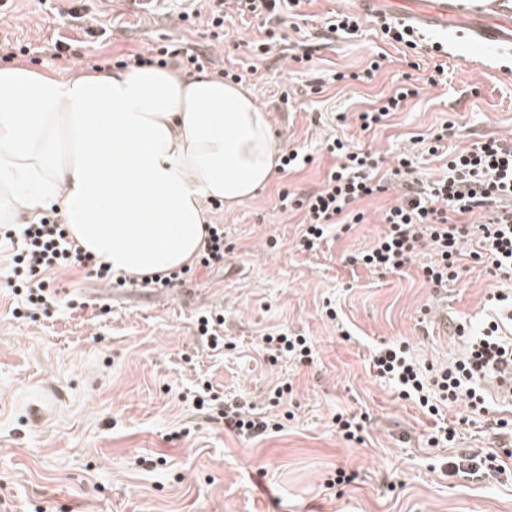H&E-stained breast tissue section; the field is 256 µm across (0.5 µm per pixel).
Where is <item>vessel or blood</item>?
Wrapping results in <instances>:
<instances>
[{
    "label": "vessel or blood",
    "mask_w": 512,
    "mask_h": 512,
    "mask_svg": "<svg viewBox=\"0 0 512 512\" xmlns=\"http://www.w3.org/2000/svg\"><path fill=\"white\" fill-rule=\"evenodd\" d=\"M357 6L367 16L389 9L407 27L435 31L460 14L462 0H357ZM466 37L499 51L512 50V0H489L473 15Z\"/></svg>",
    "instance_id": "1"
}]
</instances>
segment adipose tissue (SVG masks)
<instances>
[{
	"mask_svg": "<svg viewBox=\"0 0 512 512\" xmlns=\"http://www.w3.org/2000/svg\"><path fill=\"white\" fill-rule=\"evenodd\" d=\"M280 153L252 92L206 73L0 66V223L56 206L83 251L119 273L192 264L209 203L255 198Z\"/></svg>",
	"mask_w": 512,
	"mask_h": 512,
	"instance_id": "ef3b65f1",
	"label": "adipose tissue"
}]
</instances>
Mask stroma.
<instances>
[{"label":"stroma","instance_id":"obj_1","mask_svg":"<svg viewBox=\"0 0 512 512\" xmlns=\"http://www.w3.org/2000/svg\"><path fill=\"white\" fill-rule=\"evenodd\" d=\"M212 2L63 0L56 11L50 0H14L0 13V38L35 47L65 37L78 53L119 60L195 46L216 67L244 70L283 150L308 158L274 173L252 200L212 209L224 227L223 264L166 294L109 290L72 270L54 274L58 294L46 312L14 318L22 299L6 271L15 246L0 237V512H512V472L475 480L449 467L464 453L512 449L492 430L497 400L481 414L445 407L456 436L433 447V418L368 368L371 352L394 341L422 363L448 365L464 343L447 325L481 332L497 282L474 263L438 289L413 269L382 274L352 264L383 232L397 187L355 203L361 223L327 234L314 251L301 245V214L279 202L283 190L319 186L336 138L378 153L387 168L411 137L448 124L451 151L485 136L512 138V55L466 43L460 19L447 33L417 34L412 49L384 41L368 17L358 34L333 38L325 19L351 11L350 0H304L283 22L231 11L217 33L206 20ZM183 11L196 21H178ZM267 38L270 53L253 55L250 43ZM298 50L307 60L294 59ZM381 52L382 69L366 75ZM441 63L448 78L431 84ZM403 83L417 96L383 126L361 130L366 102ZM219 314L224 348L214 351L197 320ZM280 328L308 339L311 361L259 354L261 336ZM206 384L281 429L255 438L225 431L193 405ZM278 386L289 392L275 407ZM340 413L361 417L359 438L337 433ZM340 469L354 481L335 484Z\"/></svg>","mask_w":512,"mask_h":512}]
</instances>
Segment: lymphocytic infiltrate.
I'll use <instances>...</instances> for the list:
<instances>
[{"label": "lymphocytic infiltrate", "instance_id": "obj_1", "mask_svg": "<svg viewBox=\"0 0 512 512\" xmlns=\"http://www.w3.org/2000/svg\"><path fill=\"white\" fill-rule=\"evenodd\" d=\"M444 139L441 132L430 138L427 152L442 161L444 173L429 186L417 175L413 150L398 154L395 167L385 171L380 156L334 140L327 149L336 162L321 187L302 198L282 191L280 205L303 213L305 246L311 249L329 227L360 221L352 205L397 184L402 195L383 213L384 231L367 251L354 256V263L391 273L414 264L435 288L457 281L468 263L481 264L501 286L494 300L512 309V140L490 137L450 152L442 147ZM0 235L17 244L6 280L13 294L24 299L21 318H34L47 309L57 294L51 276L64 269H87L113 287L128 284L126 276L83 251L55 210L17 229L0 226ZM427 249L433 260L420 262ZM468 338L465 352L445 367L417 364L403 342L373 352L370 367L376 376L395 381L401 397L415 400L429 415H439L441 404L448 402L481 412L486 398L477 382L494 375L501 362H512V341L500 336L494 321L481 335ZM217 419L243 437L263 435L272 427L270 418L234 400L225 401Z\"/></svg>", "mask_w": 512, "mask_h": 512}]
</instances>
